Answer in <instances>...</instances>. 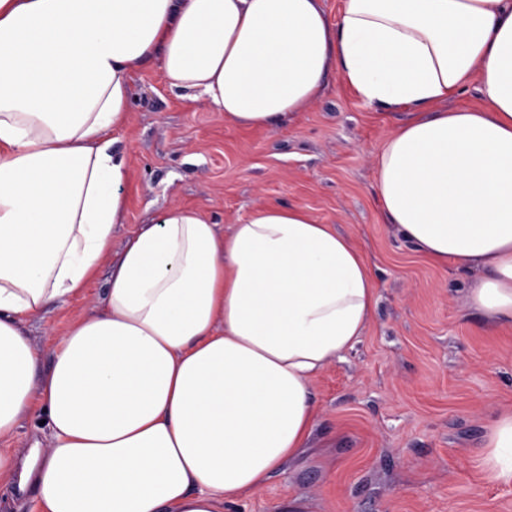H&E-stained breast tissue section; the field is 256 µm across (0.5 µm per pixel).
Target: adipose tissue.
Returning a JSON list of instances; mask_svg holds the SVG:
<instances>
[{"instance_id": "1", "label": "adipose tissue", "mask_w": 512, "mask_h": 512, "mask_svg": "<svg viewBox=\"0 0 512 512\" xmlns=\"http://www.w3.org/2000/svg\"><path fill=\"white\" fill-rule=\"evenodd\" d=\"M239 127L278 125L341 78L410 117L377 158L389 224L432 264L476 269L467 300L512 326V0H0V439L42 404L51 439L0 453L34 512H224L263 489L319 418L314 381L360 342L378 286L355 242L300 207L221 229L174 206L120 248L112 131L132 78ZM478 109L451 107L469 85ZM105 294L57 340L28 333ZM479 464L512 485V409ZM109 274L110 266L108 264L102 265L98 269L84 296L72 298L66 304L50 309L48 316L49 321L53 325V331L45 332L42 324H35L32 327L31 334L33 336L31 337L39 350L38 375L45 374L50 369L58 337L85 311L91 300L104 295Z\"/></svg>"}]
</instances>
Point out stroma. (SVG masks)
I'll list each match as a JSON object with an SVG mask.
<instances>
[{"instance_id":"stroma-1","label":"stroma","mask_w":512,"mask_h":512,"mask_svg":"<svg viewBox=\"0 0 512 512\" xmlns=\"http://www.w3.org/2000/svg\"><path fill=\"white\" fill-rule=\"evenodd\" d=\"M406 117L336 77L304 111L246 129L176 97L157 63L133 76L127 124L112 135L128 169L114 244L173 205L223 226L261 206H298L351 237L379 286L360 342L316 380L309 448L224 512H287L292 498L304 512H512V486L489 482L476 465L488 425L512 405V328L487 330L467 302L479 272L428 263L376 199L377 156ZM109 274L102 265L84 296L51 308L52 331L33 326L38 374ZM45 418L34 408L0 448L23 456L48 445Z\"/></svg>"}]
</instances>
